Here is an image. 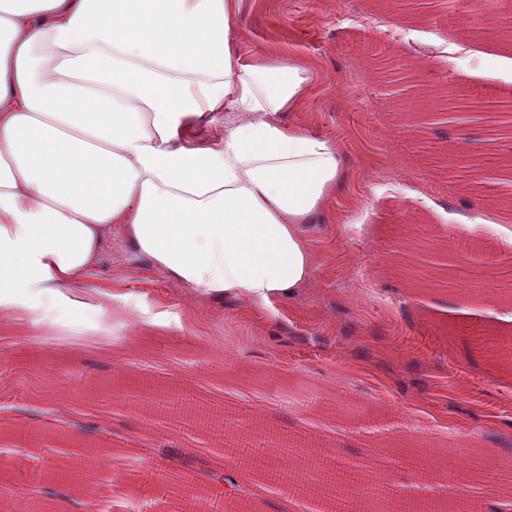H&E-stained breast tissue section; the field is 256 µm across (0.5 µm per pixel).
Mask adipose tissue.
<instances>
[{
	"instance_id": "obj_1",
	"label": "adipose tissue",
	"mask_w": 512,
	"mask_h": 512,
	"mask_svg": "<svg viewBox=\"0 0 512 512\" xmlns=\"http://www.w3.org/2000/svg\"><path fill=\"white\" fill-rule=\"evenodd\" d=\"M238 2L0 0L1 322L94 307L110 242L200 299L271 310L310 286L305 227L345 162L281 121L309 68L245 54Z\"/></svg>"
}]
</instances>
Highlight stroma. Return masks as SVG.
<instances>
[{
  "mask_svg": "<svg viewBox=\"0 0 512 512\" xmlns=\"http://www.w3.org/2000/svg\"><path fill=\"white\" fill-rule=\"evenodd\" d=\"M445 0H240L236 37L244 52L301 56L310 69L299 117L346 161L343 190L306 230L316 255L312 284L276 313L246 302L213 303L171 284L144 261L105 248L90 285L111 281L109 297L83 318L45 304L0 326V421L44 427L54 448L86 453L78 423L153 439L176 436L180 414L130 419L120 378L134 373L202 393L290 433L321 437L349 462L376 468L398 489L416 482L399 457L406 438L457 486L481 462H512V357L495 355L468 331L512 336L497 321L512 291V205L492 201L467 170L491 162L512 190V126L473 99L453 123L436 120L450 90L511 87L512 61L493 0H472L467 26L436 24ZM466 53L448 61L446 42ZM497 216L485 223L486 213ZM481 220L476 239L498 276L465 283L469 256L457 242ZM165 314L166 324L154 323ZM72 409L58 430L29 418L43 397ZM459 445L462 457L449 460ZM97 500L112 512H149L142 459L110 449Z\"/></svg>",
  "mask_w": 512,
  "mask_h": 512,
  "instance_id": "1",
  "label": "stroma"
}]
</instances>
